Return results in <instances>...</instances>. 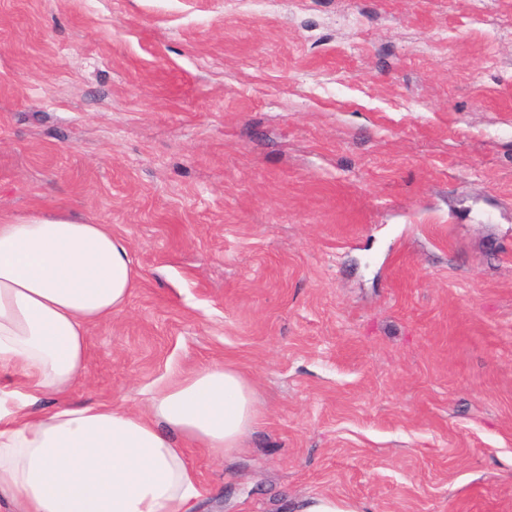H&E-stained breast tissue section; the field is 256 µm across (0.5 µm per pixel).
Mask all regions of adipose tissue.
<instances>
[{
    "label": "adipose tissue",
    "instance_id": "1",
    "mask_svg": "<svg viewBox=\"0 0 512 512\" xmlns=\"http://www.w3.org/2000/svg\"><path fill=\"white\" fill-rule=\"evenodd\" d=\"M139 276L109 225L0 215V512H189L187 448L238 451L258 418L235 368L175 372L145 409L40 410L80 379L90 326L123 311Z\"/></svg>",
    "mask_w": 512,
    "mask_h": 512
}]
</instances>
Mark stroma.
<instances>
[{
	"mask_svg": "<svg viewBox=\"0 0 512 512\" xmlns=\"http://www.w3.org/2000/svg\"><path fill=\"white\" fill-rule=\"evenodd\" d=\"M0 213L140 271L46 407L251 380L193 512H512V0H0ZM294 512H355L347 504L336 501V496L319 495L299 498L294 504Z\"/></svg>",
	"mask_w": 512,
	"mask_h": 512,
	"instance_id": "stroma-1",
	"label": "stroma"
}]
</instances>
